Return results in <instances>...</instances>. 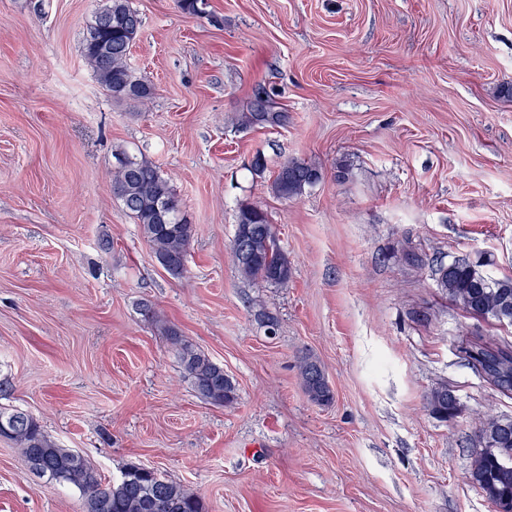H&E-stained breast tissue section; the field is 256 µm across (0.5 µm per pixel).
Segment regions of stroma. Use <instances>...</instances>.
<instances>
[{
    "mask_svg": "<svg viewBox=\"0 0 512 512\" xmlns=\"http://www.w3.org/2000/svg\"><path fill=\"white\" fill-rule=\"evenodd\" d=\"M105 3L0 0V406L107 481L138 462L204 512H493L468 469L512 398L457 339L512 327L465 313L431 263L485 255L487 276L512 275V0H208L201 16L130 0L144 107L113 99L83 57ZM259 88L286 125H236ZM122 151L155 163L196 226L183 278L112 195ZM290 158L323 178L283 200L269 184ZM244 204L267 211L287 286L235 267ZM146 300L223 367L232 405L196 396ZM306 352L330 405L303 390ZM441 385L461 405L446 422L425 405ZM0 512L82 500L0 437Z\"/></svg>",
    "mask_w": 512,
    "mask_h": 512,
    "instance_id": "35a3bbf8",
    "label": "stroma"
}]
</instances>
